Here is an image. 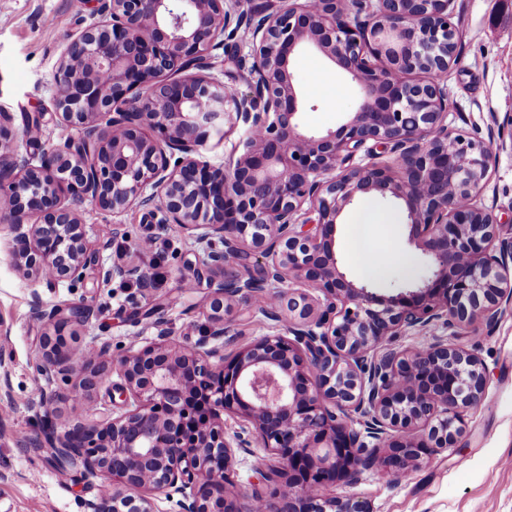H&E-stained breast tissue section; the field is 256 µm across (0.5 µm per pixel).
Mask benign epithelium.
<instances>
[{"label":"benign epithelium","mask_w":512,"mask_h":512,"mask_svg":"<svg viewBox=\"0 0 512 512\" xmlns=\"http://www.w3.org/2000/svg\"><path fill=\"white\" fill-rule=\"evenodd\" d=\"M451 2L290 0L244 14L233 0H102L57 69V115L78 141L23 151L35 124L17 128L0 112V231L25 274L49 288L83 282L95 262L76 209L85 199L114 214L161 212L158 229L174 224L202 246L182 280L210 274L204 335L177 341L157 318L153 342L118 360L121 382L90 369L77 385L41 389L39 447L107 479L91 512H158L159 495L175 512H370L327 488L373 468L401 479L457 447L484 393L482 361L441 336L421 350L396 345L405 332L491 325L512 309V235L476 201L496 153L449 130L446 88L431 77L455 62ZM242 32L251 92L238 96L202 70ZM304 46L359 88L356 111L321 134L302 127L290 72ZM232 114L249 136L232 166L212 170L199 147ZM372 143L389 148L401 175L355 162ZM368 193L405 204L408 242L431 267L395 296L355 284L336 257L337 220ZM253 250L264 258L256 267ZM103 279L134 282L150 302L140 265L114 264ZM290 279L317 296L283 287ZM240 298L271 333L228 359ZM35 315L53 327L36 365L51 382L73 367L68 345L86 316L39 303ZM102 387L122 397L111 421L56 416V404ZM226 415L238 423L231 434ZM254 439L274 464L264 492L247 495L235 464Z\"/></svg>","instance_id":"7a95c632"}]
</instances>
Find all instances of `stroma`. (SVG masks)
I'll return each instance as SVG.
<instances>
[{
    "mask_svg": "<svg viewBox=\"0 0 512 512\" xmlns=\"http://www.w3.org/2000/svg\"><path fill=\"white\" fill-rule=\"evenodd\" d=\"M100 6V0H0V110L12 113L18 127L40 119L39 149L50 151L78 136L55 113L56 71L71 36L93 21ZM451 8L459 39L457 62L442 78L448 92V127L497 148L480 202L508 228L512 150L500 148L499 133L512 122V0H453ZM249 53L245 41H227L212 54V75L232 92L247 93L249 75L239 61ZM292 73L306 103L302 122L307 129L336 128L355 111V84L316 50L293 57ZM246 136L245 125L226 119L223 134L212 136L201 149V160L214 169L228 166ZM368 203L393 218L374 241L375 249L389 260L385 276H367L353 262L345 214L332 234L336 256L348 279L392 296L407 282L428 277L427 259L407 242V211L401 201L362 195L352 207L357 210ZM78 209L98 270L76 288H49L24 276L16 266L10 237L0 233V321L11 329L0 365V379L8 381V395L0 399V512H89L100 492L99 476L58 467L49 454L29 443L44 425L36 401L46 384L35 371L46 332L44 323L33 316L35 304L85 305L89 315L77 344L79 352H88L95 338L109 345L106 354L79 363L68 377L55 378L58 387L78 383L90 366L108 371L109 381L118 382L114 360L154 338L148 306L157 308L173 339H193L206 329L207 282L186 288L180 281L198 249L186 232L176 226L158 232L160 213L144 207H131L116 217L87 200ZM116 223L121 226L117 235L112 232ZM148 236L155 239L152 250H139L138 241ZM116 263L160 272L149 298H142L135 284L107 283L99 277V269ZM230 329V353L267 332L249 300L237 302ZM454 341L478 353L488 379L482 400L467 413L459 446L423 461L408 478L395 483L375 471L354 483L338 482L336 496L366 501L371 512H512V311L491 328L481 323L456 328Z\"/></svg>",
    "mask_w": 512,
    "mask_h": 512,
    "instance_id": "obj_1",
    "label": "stroma"
}]
</instances>
